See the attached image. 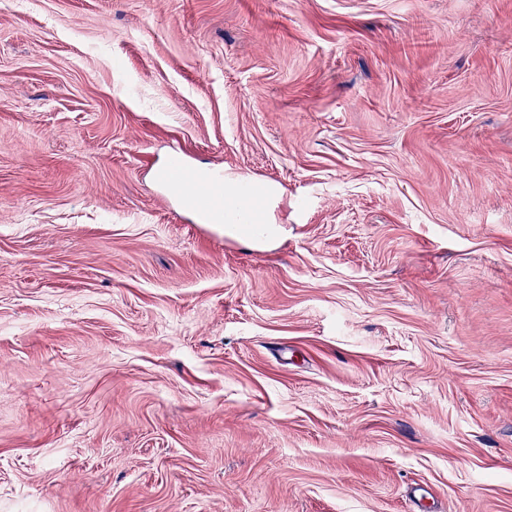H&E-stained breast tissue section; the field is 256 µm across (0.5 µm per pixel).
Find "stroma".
Instances as JSON below:
<instances>
[{
  "instance_id": "stroma-1",
  "label": "stroma",
  "mask_w": 512,
  "mask_h": 512,
  "mask_svg": "<svg viewBox=\"0 0 512 512\" xmlns=\"http://www.w3.org/2000/svg\"><path fill=\"white\" fill-rule=\"evenodd\" d=\"M0 512H512V0H0ZM162 181L189 187L193 194L196 219L199 224H223L226 219L235 216L229 213V206L224 197V175L222 172H204L188 166L178 158L169 159L160 169ZM206 188L205 193L199 187Z\"/></svg>"
}]
</instances>
